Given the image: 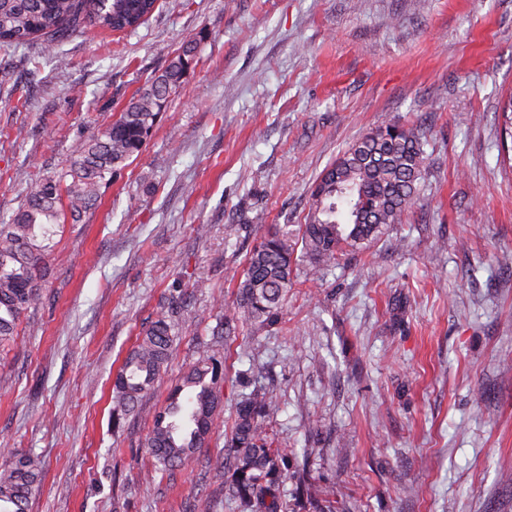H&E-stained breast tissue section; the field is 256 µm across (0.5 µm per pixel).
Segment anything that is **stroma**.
I'll use <instances>...</instances> for the list:
<instances>
[{"mask_svg": "<svg viewBox=\"0 0 512 512\" xmlns=\"http://www.w3.org/2000/svg\"><path fill=\"white\" fill-rule=\"evenodd\" d=\"M184 88L142 153L64 224L42 302L0 347V467L29 512H238L209 458L260 386L288 512H512V0H158L132 31L0 47V221L175 52ZM391 118L421 126L415 203L369 249L294 271L277 323L217 330L259 226L300 224L321 173ZM180 296L167 367L121 421L112 381ZM220 363L208 444L155 468L152 413ZM38 473L34 461L20 456L0 469V511L27 512Z\"/></svg>", "mask_w": 512, "mask_h": 512, "instance_id": "1", "label": "stroma"}]
</instances>
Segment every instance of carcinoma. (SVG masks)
<instances>
[{"label":"carcinoma","mask_w":512,"mask_h":512,"mask_svg":"<svg viewBox=\"0 0 512 512\" xmlns=\"http://www.w3.org/2000/svg\"><path fill=\"white\" fill-rule=\"evenodd\" d=\"M157 0H0V44L27 47L42 40L45 54L79 27L134 30ZM194 46L185 47L132 98L118 117L81 137L69 164L31 185L9 224H0V344L18 335L22 315L42 301L40 280L68 207L73 222L98 198L127 162L138 157L160 112L183 90ZM423 132L392 120L352 143L317 182L305 223L272 224L249 251L237 285V301L224 315V334L239 324L265 326L278 319L293 287V270L305 262L313 274L346 251L359 252L381 240L411 209L425 169ZM176 320L162 312L142 334L119 368L112 387V413L135 411L167 364ZM218 368L197 365L184 374L165 406L155 412L146 441L149 453L168 470L186 465L207 444L220 395ZM277 399L261 389L242 396L224 447L210 464L215 477L233 471L227 495L241 512H286L278 479L284 456L262 431ZM38 473L20 456L0 468V512H27Z\"/></svg>","instance_id":"obj_1"}]
</instances>
